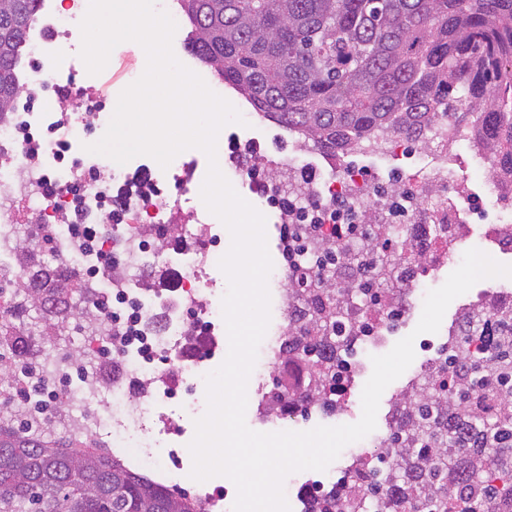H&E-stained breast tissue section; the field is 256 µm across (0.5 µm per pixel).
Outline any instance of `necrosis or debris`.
Segmentation results:
<instances>
[{
  "label": "necrosis or debris",
  "instance_id": "1",
  "mask_svg": "<svg viewBox=\"0 0 512 512\" xmlns=\"http://www.w3.org/2000/svg\"><path fill=\"white\" fill-rule=\"evenodd\" d=\"M88 5L38 0L16 70L22 91L12 110L0 114V277L17 274L19 243L12 231L27 224L46 253L77 281L94 280L99 291L87 305L81 356L52 352L39 375L18 378L15 388L26 391L14 401L19 420L4 429L18 434L63 422L70 438L124 457L206 506L208 495L189 476L191 460L159 437L171 420H195L206 391L211 368L190 347L195 338L218 345L224 331L223 293L211 278L221 238L205 214L187 206L185 197L201 178L181 158L157 172L159 180L175 181L177 194L150 186L117 201L112 188L125 181L128 165L84 150L88 135L106 131L114 95L98 75H83L78 87L68 81ZM231 148L257 159V172L236 166V183L260 200L282 230L269 276L277 299L264 359L254 370L261 425L281 428L324 411L341 413L345 389L363 368L362 352L403 328L423 288L458 258L459 245L478 238L512 256V178L500 175L491 155L455 132L451 121L441 122L426 149L393 137L383 154L387 174L378 178L320 150L319 177L300 180L291 173L282 179L283 161L268 155L258 138L235 139ZM464 149L471 155L466 166L460 161ZM314 222L322 245L343 251L341 263L325 264L299 251L303 225ZM76 223L99 225L97 239L84 242L72 231ZM302 271L328 282V289H297ZM318 302L336 308L353 334L345 388L329 400L306 394L308 370L286 351L289 337L305 326L298 311ZM479 309L512 310V281L472 291L460 322L431 341L435 355L411 375L410 390L431 384L440 362L459 348L490 359L489 347L468 335L464 324ZM107 361L115 364L108 377L98 369ZM179 391L184 412L174 418L164 408ZM105 410L111 420L102 418Z\"/></svg>",
  "mask_w": 512,
  "mask_h": 512
}]
</instances>
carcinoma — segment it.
Returning a JSON list of instances; mask_svg holds the SVG:
<instances>
[{
	"mask_svg": "<svg viewBox=\"0 0 512 512\" xmlns=\"http://www.w3.org/2000/svg\"><path fill=\"white\" fill-rule=\"evenodd\" d=\"M37 0H0V113L19 93L15 65ZM191 30L187 44L264 116L296 130L313 147L346 154L379 137L420 143L440 120L475 132L496 167L512 174V0H180ZM31 287L7 281V317L39 310L36 320L0 324V352L13 372L38 365L39 336H57L87 316L63 270L35 248L21 250ZM485 333L499 337L501 367L488 371L448 362L440 387L413 409L435 448L469 452L424 465L413 448L400 483L383 490L374 512H453L459 500H501L480 460L512 473V415L489 413L512 401V313L488 314ZM346 348L342 325L330 336H303L288 352L316 371L336 368ZM45 436L0 439V512H202L197 502L134 471L116 456L72 441L56 449ZM308 512H336V491L310 496Z\"/></svg>",
	"mask_w": 512,
	"mask_h": 512,
	"instance_id": "1",
	"label": "carcinoma"
}]
</instances>
